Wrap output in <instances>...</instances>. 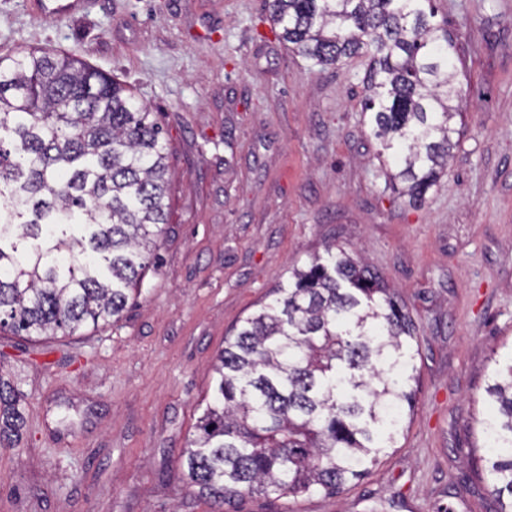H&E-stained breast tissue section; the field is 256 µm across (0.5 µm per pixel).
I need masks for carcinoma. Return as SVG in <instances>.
Segmentation results:
<instances>
[{
    "mask_svg": "<svg viewBox=\"0 0 512 512\" xmlns=\"http://www.w3.org/2000/svg\"><path fill=\"white\" fill-rule=\"evenodd\" d=\"M279 38L314 65L367 58L362 111L392 187L413 204L459 143L458 47L430 0H269ZM130 86L46 48L0 57V329L73 334L117 320L163 239L168 166ZM225 339L214 397L186 451L188 483L222 512L243 493L333 497L401 434L416 326L344 248L291 272ZM475 420L493 512H512V351L492 358ZM24 415L0 377V447Z\"/></svg>",
    "mask_w": 512,
    "mask_h": 512,
    "instance_id": "carcinoma-1",
    "label": "carcinoma"
}]
</instances>
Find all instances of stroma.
<instances>
[{
    "mask_svg": "<svg viewBox=\"0 0 512 512\" xmlns=\"http://www.w3.org/2000/svg\"><path fill=\"white\" fill-rule=\"evenodd\" d=\"M466 63L459 145L414 205L387 186L360 107L367 61L314 66L266 0H86L43 17L0 0V56L71 53L129 85L162 128L164 242L120 318L71 335L0 331L20 445L0 512H214L181 455L224 338L329 243L412 315L418 393L395 448L337 496L243 495L224 512H491L471 460L488 359L512 343V0H434Z\"/></svg>",
    "mask_w": 512,
    "mask_h": 512,
    "instance_id": "stroma-1",
    "label": "stroma"
}]
</instances>
